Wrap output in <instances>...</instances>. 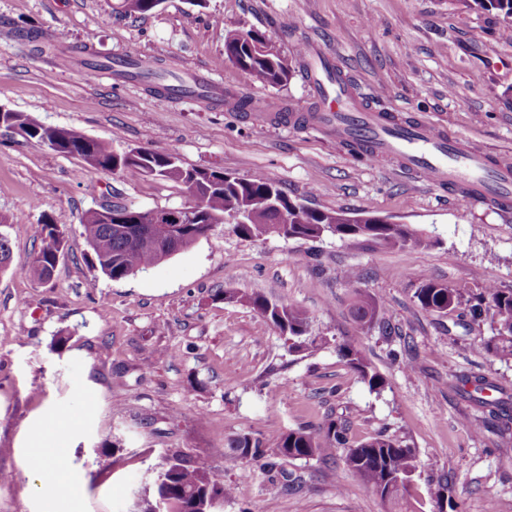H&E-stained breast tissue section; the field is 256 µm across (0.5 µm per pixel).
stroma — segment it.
Segmentation results:
<instances>
[{"label": "stroma", "instance_id": "35a3bbf8", "mask_svg": "<svg viewBox=\"0 0 512 512\" xmlns=\"http://www.w3.org/2000/svg\"><path fill=\"white\" fill-rule=\"evenodd\" d=\"M114 2L0 0V105L117 150H170L186 168L259 173L312 207L369 210L435 244L243 238L217 224L170 259L113 280L92 264L84 214L107 203L181 207L191 201L184 186L132 166L94 169L0 127V235L14 263L39 252L42 216L67 231L50 280L0 271V472L8 476L0 512H133L164 456L218 473L231 489L223 512H384L341 455L280 457L269 467L229 446L250 433L273 447L288 431L315 433L336 417L348 420L351 442L382 432L414 450V512H453L455 501L467 512H512V359L482 351L489 322L430 313L414 296L429 279L475 294L512 289V210L465 206L457 190L429 186L394 159L360 162L315 125L288 120L259 131L252 119L315 111L297 54L310 43L365 106L512 161V23L458 0H163L143 17L115 13ZM238 27L276 42L297 68L287 84L264 87L224 63V35ZM30 28L37 39L24 38ZM133 50L171 70L168 92L108 70L84 80L85 59ZM202 77L211 98L178 93ZM242 96L250 111H230L228 100ZM16 215L24 223H13ZM227 288L305 308L315 344L289 351L256 311L218 299ZM357 288L378 304L367 329L351 314ZM352 340L383 378L381 391L338 357L337 345ZM408 358L415 370L404 368ZM465 375L499 388L477 402ZM495 400L502 413H491ZM63 413L77 497L44 478L56 449L49 424ZM288 473L301 477L299 491L284 489ZM444 479L453 499L438 503L431 492Z\"/></svg>", "mask_w": 512, "mask_h": 512}]
</instances>
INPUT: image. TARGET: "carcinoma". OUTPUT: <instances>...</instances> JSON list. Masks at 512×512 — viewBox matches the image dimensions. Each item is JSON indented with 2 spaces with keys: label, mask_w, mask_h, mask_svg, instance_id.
<instances>
[{
  "label": "carcinoma",
  "mask_w": 512,
  "mask_h": 512,
  "mask_svg": "<svg viewBox=\"0 0 512 512\" xmlns=\"http://www.w3.org/2000/svg\"><path fill=\"white\" fill-rule=\"evenodd\" d=\"M469 10L494 9L512 22V0H460ZM114 10L124 14L144 15L154 11L151 0H117ZM224 53L236 56L240 69L248 72L262 86L284 85L293 75L288 59L256 30L233 29L224 38ZM5 121L23 128L26 139L35 140L53 151L80 158L89 166L114 173L134 166L145 174L172 179L186 186L194 183L200 195L197 222L183 227L182 247L192 245L214 225L225 224L236 210L245 220L232 225L234 233L253 238L276 235L288 239H317L326 233L343 237H365L401 249H428L435 244L429 235L406 224H376V215L365 211L349 213L342 209L319 210L288 197L274 182L262 175L228 177L221 170L184 168L169 150H150L146 156L131 157L116 151L112 143L89 138L73 128L44 126L23 112H7ZM138 210L126 206L102 205L88 211L81 220L82 235L94 256V265L112 280L125 278L178 253L169 246L168 231L160 226L154 233L144 232L131 238L110 224L108 216L131 218ZM42 239L39 262L19 267L23 274L39 281L51 274L55 254L64 252L65 230L45 216L36 225ZM415 298L421 308L441 316L460 310L471 321L490 319L494 338L485 350L501 359H512V289L487 287L471 297L467 288H450L427 280L417 288ZM224 300L251 307L288 337L289 349L301 351L308 346L310 317L304 308L272 301L257 293L224 290ZM352 310L359 325L371 327L377 315V302L360 289H354ZM338 356L368 387L377 391L384 386L361 352L351 343L336 348ZM346 421L331 420L323 431L313 435L303 430L283 435L276 447L268 449L263 440L242 434L230 440L240 459H262L269 455L312 458L329 455L337 448L346 449L344 463L349 472L370 487L386 505V512H408L406 498L410 478L417 467L412 448L384 435L370 437L356 445L349 444ZM155 487L144 493L136 512H153L158 495L168 499L164 512H218V506L230 495L223 480L204 466H188L179 459L165 457L156 468Z\"/></svg>",
  "instance_id": "obj_1"
}]
</instances>
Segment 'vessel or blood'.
Here are the masks:
<instances>
[{
    "instance_id": "1",
    "label": "vessel or blood",
    "mask_w": 512,
    "mask_h": 512,
    "mask_svg": "<svg viewBox=\"0 0 512 512\" xmlns=\"http://www.w3.org/2000/svg\"><path fill=\"white\" fill-rule=\"evenodd\" d=\"M314 84L316 123L337 138L360 143L376 163L395 157L429 184L458 185L466 203L512 208V164L492 160L428 123L397 125L385 112L365 108L332 76L315 79Z\"/></svg>"
}]
</instances>
